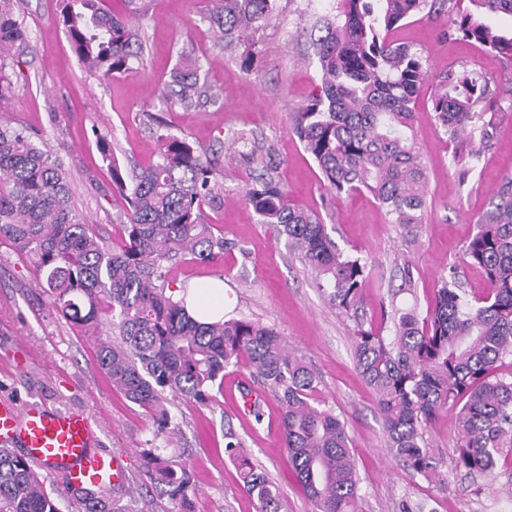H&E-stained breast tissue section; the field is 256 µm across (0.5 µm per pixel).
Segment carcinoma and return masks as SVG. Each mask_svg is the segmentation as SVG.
<instances>
[{
    "instance_id": "1",
    "label": "carcinoma",
    "mask_w": 512,
    "mask_h": 512,
    "mask_svg": "<svg viewBox=\"0 0 512 512\" xmlns=\"http://www.w3.org/2000/svg\"><path fill=\"white\" fill-rule=\"evenodd\" d=\"M279 0H204L201 21L218 47H245L251 72L256 34L276 17ZM334 0L316 18L312 45L320 84L293 113L292 131L314 159L336 196L368 192L392 217L415 233L426 206L427 171L414 135L411 104L434 80L435 119L455 145L452 161L473 170L491 147L512 103L503 106L497 88L462 66L430 74L412 46L387 34L423 11L448 9V34L512 61V35L488 23L512 18V0ZM58 22L79 61L93 74L125 73L145 60L142 26L107 11L104 0H59ZM30 48L18 0H0V112L8 111L16 86L9 71ZM166 102L185 110L208 92L197 61H180L169 72ZM102 160L112 173V191L124 201L117 217L121 243L106 244L72 202L68 173L44 141L0 117V238L12 242L36 265L39 288L61 315L93 334L108 324L96 361L112 387L153 412L159 430L174 424L164 392L208 405L222 388L224 371L246 361L262 390L245 388L247 412L263 422L262 396L279 404L277 429L288 464L312 501L314 512H361V488L344 423L316 403L317 377L287 348L274 329L247 319L201 323L158 287L163 263H207L224 253L205 205L220 198L211 161L193 143L162 133L159 159L126 172L116 162L112 135L95 132ZM238 201L260 224H270L326 282L328 303L358 309L363 282L372 273L359 256L344 253L315 211L288 203L287 191L268 172L245 182ZM467 265L480 267L489 288L473 303L457 272L441 274L435 304L384 311L393 325L385 336L359 325L353 336L357 370L373 390L391 455L426 480L439 479L438 462L424 429L448 406L459 407L456 467L469 475L497 477L499 459L512 456V375L498 373L512 358V176L477 219L462 250ZM226 450L243 490L258 512H287L281 493L240 441ZM147 473L160 493L191 508L192 471L148 450ZM48 478L13 449L0 445V512H59ZM78 512H129L109 489L70 491Z\"/></svg>"
}]
</instances>
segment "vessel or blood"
Segmentation results:
<instances>
[{
	"mask_svg": "<svg viewBox=\"0 0 512 512\" xmlns=\"http://www.w3.org/2000/svg\"><path fill=\"white\" fill-rule=\"evenodd\" d=\"M19 444L28 463L46 476L62 475L68 485L110 486L126 476L123 456L98 448L91 420L74 409L24 407L0 398V443Z\"/></svg>",
	"mask_w": 512,
	"mask_h": 512,
	"instance_id": "1",
	"label": "vessel or blood"
}]
</instances>
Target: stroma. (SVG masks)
Listing matches in <instances>:
<instances>
[{
  "label": "stroma",
  "mask_w": 512,
  "mask_h": 512,
  "mask_svg": "<svg viewBox=\"0 0 512 512\" xmlns=\"http://www.w3.org/2000/svg\"><path fill=\"white\" fill-rule=\"evenodd\" d=\"M147 15H140L141 5ZM333 0H281L282 10L258 34L256 74L239 58L214 47L199 15V0H106L127 20H141L148 55L144 67L109 78L85 71L57 21L58 0H22L30 49L17 67V96L8 118L14 127L44 140L71 177L73 200L107 241H115L114 219L124 202L95 144L94 130L111 132L120 161H156L158 124L169 134L205 149L215 179L223 184L220 202L206 206L208 223L224 238V255L213 263L165 264L163 284L176 290L223 280L233 300L234 319L273 327L318 377L316 397L344 423L358 463L364 512H512V460L502 459L496 481L464 475L455 468L456 410L440 412L424 436L443 479L435 484L403 467L386 452V437L375 396L352 356L358 320L380 322V307L393 301L426 311L437 280L457 267L469 297L486 293L482 271L460 262L463 244L475 233L502 179L512 175V118L504 121L494 145L468 176L452 162L453 147L434 118V83H426L414 103L417 140L427 165V197L419 235L393 224L385 208L366 193L334 196L323 184L311 156L292 132V114L315 89L319 74L305 20L330 10ZM447 14H420L404 20L392 39L409 43L427 58L431 72L465 66L496 85L502 104L512 103V64L454 37L442 36ZM193 49L209 85L223 89L220 102L202 100L190 111L169 108L161 96L182 50ZM251 138L258 153L271 155L272 176L292 204L320 212L331 237L373 267L358 312L330 306L314 272L288 251L272 226L258 223L236 197L253 171L235 140ZM412 267L413 290L401 291L396 259ZM33 263L7 240H0V396L48 409L77 408L91 416L102 450L125 456L126 477L113 495L132 512H183L180 501L159 494L146 475L142 452L174 454L195 475L194 512H257L243 493L238 470L225 452L227 433L241 440L253 462L279 488L288 512H313L286 460L271 422L279 414L266 397V423L244 410L239 385L245 366L228 368L224 387L204 408L170 399L167 407L179 431H159L152 415L113 390L95 360L98 337L63 318L37 286Z\"/></svg>",
  "instance_id": "obj_1"
}]
</instances>
